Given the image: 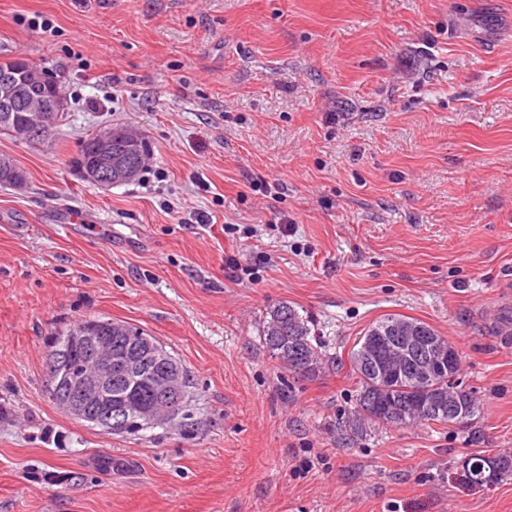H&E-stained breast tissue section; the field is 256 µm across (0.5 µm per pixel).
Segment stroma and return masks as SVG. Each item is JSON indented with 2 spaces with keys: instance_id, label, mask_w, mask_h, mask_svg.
Wrapping results in <instances>:
<instances>
[{
  "instance_id": "35a3bbf8",
  "label": "stroma",
  "mask_w": 512,
  "mask_h": 512,
  "mask_svg": "<svg viewBox=\"0 0 512 512\" xmlns=\"http://www.w3.org/2000/svg\"><path fill=\"white\" fill-rule=\"evenodd\" d=\"M19 53L68 111L51 144L0 134L28 178L0 188V512H512V478H450L512 455V0H0ZM109 126L153 156L103 190L69 161ZM281 301L342 363L379 317L423 320L480 417L349 440L355 379L262 347ZM89 317L182 363L180 425L118 435L50 401L49 345ZM476 452L468 457L469 472L459 483L470 488H487L498 484L503 478L512 476V456L483 454ZM483 473V476H482Z\"/></svg>"
}]
</instances>
